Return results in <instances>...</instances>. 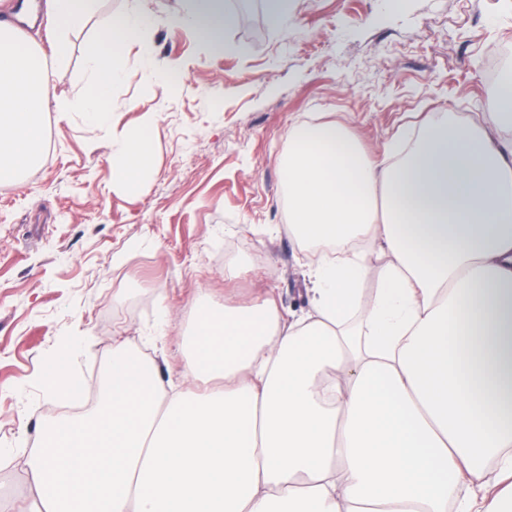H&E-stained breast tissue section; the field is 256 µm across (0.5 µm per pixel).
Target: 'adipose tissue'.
I'll return each instance as SVG.
<instances>
[{"mask_svg": "<svg viewBox=\"0 0 512 512\" xmlns=\"http://www.w3.org/2000/svg\"><path fill=\"white\" fill-rule=\"evenodd\" d=\"M97 0H45L44 40L0 0V182L41 159L55 68ZM235 21L224 0H187L183 22L214 52ZM158 18L128 0L85 51L72 105L89 131ZM481 119L424 113L384 154L333 120L294 122L279 157L288 234L308 278L298 319L280 294L195 298L168 394L163 367L112 339L90 412L44 425L16 512H512V73ZM156 115L112 139L116 190L149 171ZM377 285L366 290L369 276Z\"/></svg>", "mask_w": 512, "mask_h": 512, "instance_id": "adipose-tissue-1", "label": "adipose tissue"}]
</instances>
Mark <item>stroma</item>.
Masks as SVG:
<instances>
[{
    "mask_svg": "<svg viewBox=\"0 0 512 512\" xmlns=\"http://www.w3.org/2000/svg\"><path fill=\"white\" fill-rule=\"evenodd\" d=\"M184 4L152 0L153 59L180 84L161 90L129 58L113 130L90 134L48 107L40 163L23 185L0 182V512L31 494L26 460L57 408L42 374L71 337L87 336L72 370L99 392L113 334L151 350L159 291L173 354L199 294L238 302L274 288L306 312L278 164L293 122L327 115L377 152L422 113L483 111L493 75L512 68V0H294L282 27L228 28L221 53L177 22ZM125 6L99 0L69 33L63 90ZM147 111L158 116L154 162L129 199L112 189V133Z\"/></svg>",
    "mask_w": 512,
    "mask_h": 512,
    "instance_id": "1",
    "label": "stroma"
}]
</instances>
